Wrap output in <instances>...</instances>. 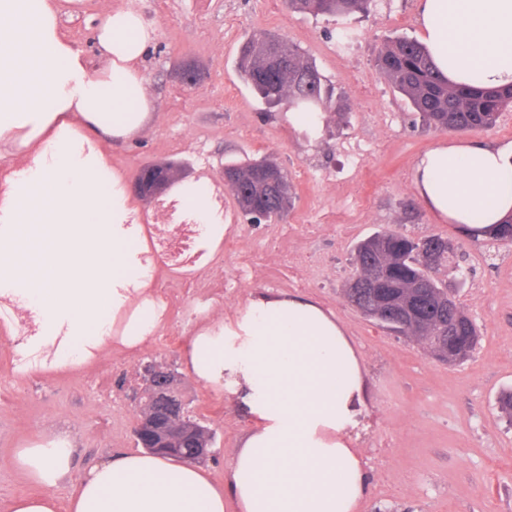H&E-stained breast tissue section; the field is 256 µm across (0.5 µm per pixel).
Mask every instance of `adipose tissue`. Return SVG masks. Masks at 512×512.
<instances>
[{"label": "adipose tissue", "instance_id": "obj_1", "mask_svg": "<svg viewBox=\"0 0 512 512\" xmlns=\"http://www.w3.org/2000/svg\"><path fill=\"white\" fill-rule=\"evenodd\" d=\"M424 43L451 84H512V0H421ZM157 28L132 5L97 29L103 67L64 32L60 0H0V297L26 311L33 334L5 325L18 352L53 348V369H75L110 345L144 347L165 306L128 180L110 141L151 118L143 62ZM512 142L439 143L421 155L414 184L437 218L492 237L512 218ZM201 248L224 236L206 180L172 190ZM193 377L229 391L252 426L232 449L223 484L204 469L147 453L95 464L60 506L74 450L60 438L18 449L13 464L38 488L8 512H354L368 474L352 446L364 407L365 367L335 314L319 303L254 293L234 320L197 327L186 346Z\"/></svg>", "mask_w": 512, "mask_h": 512}]
</instances>
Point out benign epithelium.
Here are the masks:
<instances>
[{
	"label": "benign epithelium",
	"instance_id": "benign-epithelium-1",
	"mask_svg": "<svg viewBox=\"0 0 512 512\" xmlns=\"http://www.w3.org/2000/svg\"><path fill=\"white\" fill-rule=\"evenodd\" d=\"M171 180L170 169L148 166L140 171L135 189L142 196H151ZM179 380L178 372L169 366L153 362L144 365V389L148 390L151 409H139L134 435L148 452L199 461L215 455V436L208 428L189 420L187 404L177 389Z\"/></svg>",
	"mask_w": 512,
	"mask_h": 512
}]
</instances>
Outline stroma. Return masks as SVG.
<instances>
[{
  "label": "stroma",
  "instance_id": "stroma-1",
  "mask_svg": "<svg viewBox=\"0 0 512 512\" xmlns=\"http://www.w3.org/2000/svg\"><path fill=\"white\" fill-rule=\"evenodd\" d=\"M117 0H78L61 18L68 36L91 48L95 28ZM158 30L145 63L153 117L141 133L107 148L111 165L135 178L146 164L166 163L174 182L207 179L223 187L226 162L275 157L298 198L282 219L248 223L232 194L224 196V255L203 272L191 293L170 304L161 335L172 327L190 334L205 315L231 318L253 293L303 296L332 311L365 364L367 396L354 446L371 475L357 512H512V424L497 399L512 389V244L476 242L437 220L421 203L413 182L416 159L453 131L423 125L394 92L375 60L396 36L421 38L420 0H373L370 10L342 19L288 9L285 0H139ZM354 40L339 46L342 28ZM298 45L334 87L335 112L318 134L304 138L284 107L267 109L237 73L238 50L253 31ZM195 68L196 80L182 74ZM379 230L412 237H447L460 266L438 277L476 322L479 343L460 364L434 359L410 338L390 334L348 304L342 294L355 269V244ZM251 263L241 268L238 253ZM223 294H213L216 283ZM14 345L0 340V512L36 488L13 467L16 449L58 436L76 450L67 499L82 474L103 458L136 450L133 422L141 377L125 381L101 353L74 370L34 367L18 371ZM156 362L175 368L193 415L215 433L218 452L202 466L223 483L231 448L251 425L245 406L224 398L215 417L212 388L189 373L182 348L155 343L135 367Z\"/></svg>",
  "mask_w": 512,
  "mask_h": 512
}]
</instances>
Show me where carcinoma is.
I'll return each instance as SVG.
<instances>
[{
	"label": "carcinoma",
	"mask_w": 512,
	"mask_h": 512,
	"mask_svg": "<svg viewBox=\"0 0 512 512\" xmlns=\"http://www.w3.org/2000/svg\"><path fill=\"white\" fill-rule=\"evenodd\" d=\"M288 8L310 15L330 14L348 17L368 10L372 0H286ZM268 33L254 32L240 48L238 72L252 92L268 107L283 102L299 112L327 113L332 109V92L323 84L316 65L286 38H278L284 66L273 68L264 46ZM378 70L403 95L423 122L434 128L472 131L491 128L502 112L512 107V85L500 88L478 86L453 87L443 79L430 60L424 44L414 38L397 36L388 40L376 59ZM232 175L230 191L238 209L246 216L258 214L264 219L281 218L288 213L295 191L288 171L277 159L264 156L226 164ZM431 247L436 265L421 264L423 247ZM448 239L432 235L411 238L381 230L357 243L353 264L361 270L363 286L357 298L349 299L361 307H374V299L385 297L391 308L400 310L409 304L420 315L423 330L384 322L381 327L401 336L415 337L432 352L445 347L473 353L479 329L468 319L459 304H448L444 288L435 283L432 298L413 296L416 281L428 278L441 264L454 260Z\"/></svg>",
	"instance_id": "obj_1"
}]
</instances>
